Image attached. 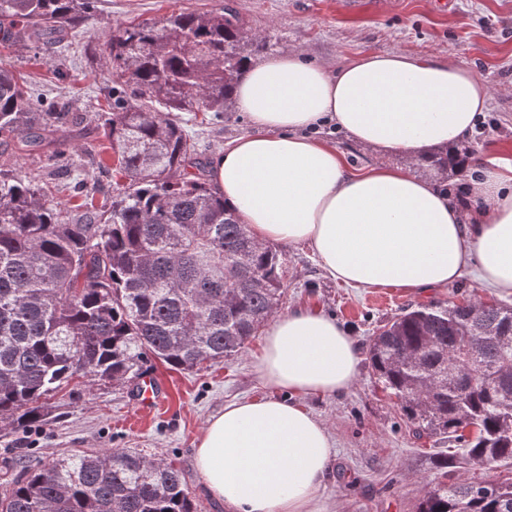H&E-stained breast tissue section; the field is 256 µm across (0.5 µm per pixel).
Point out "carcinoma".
<instances>
[{
	"mask_svg": "<svg viewBox=\"0 0 512 512\" xmlns=\"http://www.w3.org/2000/svg\"><path fill=\"white\" fill-rule=\"evenodd\" d=\"M97 0H0V43L60 44ZM267 50L232 10L173 13L111 26L103 133L126 183L112 204L73 177L57 191L0 167V422L44 421V401L80 385L140 374L149 357L192 371L231 358L277 314L285 253L257 243L209 183L207 162L173 112H226L246 63ZM77 119L0 67V137L73 166ZM425 162L448 177V150ZM373 376L419 440L461 461L512 466V306L466 300L412 305L368 340ZM441 483L416 512H512V476ZM0 512H196L183 471L127 448L25 467Z\"/></svg>",
	"mask_w": 512,
	"mask_h": 512,
	"instance_id": "carcinoma-1",
	"label": "carcinoma"
}]
</instances>
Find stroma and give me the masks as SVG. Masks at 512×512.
I'll list each match as a JSON object with an SVG mask.
<instances>
[{"label": "stroma", "mask_w": 512, "mask_h": 512, "mask_svg": "<svg viewBox=\"0 0 512 512\" xmlns=\"http://www.w3.org/2000/svg\"><path fill=\"white\" fill-rule=\"evenodd\" d=\"M225 6L267 42L269 54H295L331 71L364 54L386 52L467 64L491 90L483 131H470L462 141L472 152L468 164L473 169L493 161L512 164V0H357L351 10L343 0H100L94 20L76 37L67 59L12 46L0 49V61L65 99L81 119L84 152L101 156L106 142L99 111L108 73L88 67L85 45L101 43L104 30L119 23ZM59 63L67 76L57 82L51 69ZM175 118L208 162L220 143L250 130L244 114L234 109L218 119L209 112H179ZM284 252L282 311L317 307L348 328L361 351L378 325L411 303H457L466 297L512 305V295L487 288L472 268L448 287L429 292L397 288L393 299L383 302L377 289L352 288L328 277L306 246L288 245ZM262 343V337H255L235 358L205 363L198 371L170 370L147 360L144 372L162 386L161 403L152 411L137 408V378L99 382L74 396L53 398L45 424L0 431V487L18 474L22 459L48 463L76 452L130 448L181 467L197 512H225L195 470V448L206 419L225 403L266 396L252 367ZM301 403L327 423L336 441L323 495L327 512H414L418 498L442 478L487 481L506 473L497 465L477 464L442 471L439 463L452 446L412 437L394 401L375 384L367 360H360L347 392L307 396Z\"/></svg>", "instance_id": "obj_1"}]
</instances>
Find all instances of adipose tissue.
<instances>
[{"label":"adipose tissue","instance_id":"obj_1","mask_svg":"<svg viewBox=\"0 0 512 512\" xmlns=\"http://www.w3.org/2000/svg\"><path fill=\"white\" fill-rule=\"evenodd\" d=\"M233 99L251 130L220 148L211 178L257 242L308 245L355 288L440 289L473 266L512 293V167L467 176L483 204L470 211L405 169L351 172L336 145L311 135L333 124L412 162L455 149L489 99L465 64L370 53L332 72L277 54L245 68ZM358 366L353 336L321 310L275 318L254 361L269 396L225 404L197 443L195 468L227 512H323L334 441L298 399L347 391Z\"/></svg>","mask_w":512,"mask_h":512}]
</instances>
